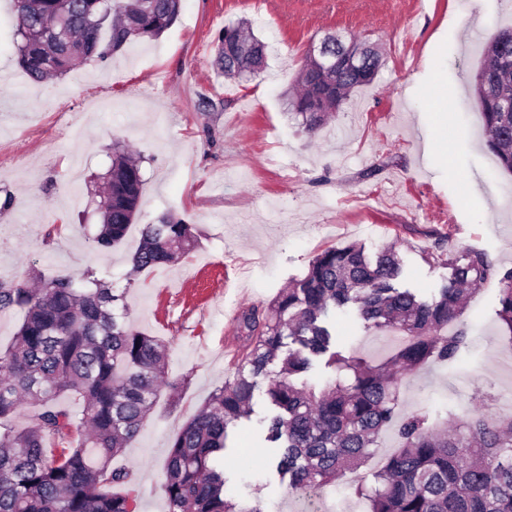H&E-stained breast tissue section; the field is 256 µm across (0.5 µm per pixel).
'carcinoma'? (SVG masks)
I'll return each instance as SVG.
<instances>
[{
  "label": "carcinoma",
  "mask_w": 512,
  "mask_h": 512,
  "mask_svg": "<svg viewBox=\"0 0 512 512\" xmlns=\"http://www.w3.org/2000/svg\"><path fill=\"white\" fill-rule=\"evenodd\" d=\"M13 2L18 62L36 82L62 77L79 62L104 63L133 41L157 39L182 8V0ZM266 48L245 23H230L218 36L217 71L227 81L247 82L263 70ZM322 64L305 55L296 92L286 100L310 131L371 83L381 60L339 66L332 75ZM474 94L478 101L512 100V43L486 46ZM482 116L489 149L512 173V111ZM141 196L140 168L118 146L102 176L95 248L124 239ZM193 244L192 225L163 216L143 225L134 266L174 263ZM448 265L450 276L429 303L396 287L401 264L393 249L372 260L358 244L331 246L266 310H244L238 322L249 344L233 378L211 392L171 444L162 483L168 512H263L226 497L224 449L228 425L251 411L254 377L276 360L283 378L271 380L267 395L280 412L266 440L275 444L277 468L293 491L321 489L358 469L393 427L398 448L373 487H356L369 512H512V421L476 414L459 424H432L424 413L399 412L406 376L456 359L466 336L455 322L489 280H498L496 315L512 334V270L499 272L474 249ZM349 304L368 326L402 337L391 357L372 364L336 351L327 319ZM14 310L23 312L22 322L0 348V512H137L139 490L112 461L143 429L162 388H181L166 376V345L127 321L125 292L92 269L37 286L0 277V315ZM323 357L350 380L321 391L292 381ZM62 395L82 404L80 420L56 404ZM27 405L35 410L18 429L14 420ZM115 486L124 493H113Z\"/></svg>",
  "instance_id": "carcinoma-1"
}]
</instances>
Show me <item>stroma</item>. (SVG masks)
Instances as JSON below:
<instances>
[{
  "label": "stroma",
  "instance_id": "35a3bbf8",
  "mask_svg": "<svg viewBox=\"0 0 512 512\" xmlns=\"http://www.w3.org/2000/svg\"><path fill=\"white\" fill-rule=\"evenodd\" d=\"M243 19L268 46L266 69L245 87L219 76L215 39ZM512 27V0H182L158 38L104 65L75 66L33 82L18 66L11 0H0V276L51 278L92 267L125 290L129 318L168 347L167 376L145 427L114 461L140 491L139 512H167L163 467L174 436L211 392L231 379L247 340L235 314L267 305L330 246L357 243L369 257L394 246L397 285L431 300L450 271L445 255L486 252L512 269V173L496 164L473 95L484 48ZM376 45L382 65L315 131L286 111L310 44L326 35ZM214 105L200 111L201 98ZM141 157L136 224L100 251L86 214L114 140ZM167 215L192 224L196 242L178 262L132 273L142 225ZM498 284L485 283L459 319L467 343L450 364L409 376L400 410L430 420L475 411L512 418V338L497 316ZM337 348L377 363L393 347L354 311L337 312ZM232 346L234 355L223 353ZM279 363L255 379L253 413L231 431L226 493L263 512H293L264 442L266 390ZM242 429V430H243ZM398 446L387 430L359 470L322 495L366 504L357 484Z\"/></svg>",
  "mask_w": 512,
  "mask_h": 512
}]
</instances>
